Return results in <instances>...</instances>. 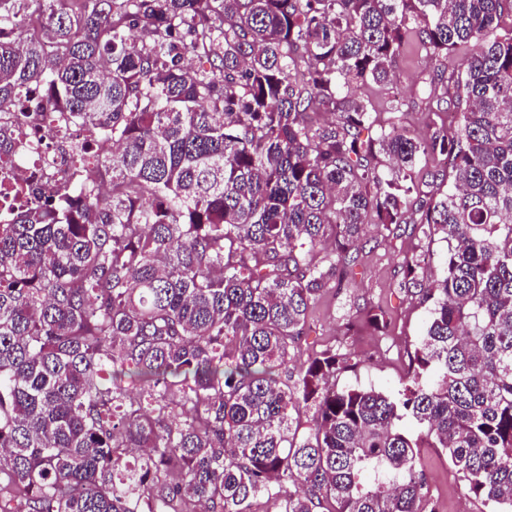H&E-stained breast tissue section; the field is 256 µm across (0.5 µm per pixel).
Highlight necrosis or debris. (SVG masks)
<instances>
[{
    "label": "necrosis or debris",
    "instance_id": "obj_1",
    "mask_svg": "<svg viewBox=\"0 0 512 512\" xmlns=\"http://www.w3.org/2000/svg\"><path fill=\"white\" fill-rule=\"evenodd\" d=\"M83 137L63 122L56 101L37 110L0 108V219L41 202L73 179L70 153Z\"/></svg>",
    "mask_w": 512,
    "mask_h": 512
}]
</instances>
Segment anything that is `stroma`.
Returning <instances> with one entry per match:
<instances>
[{
  "mask_svg": "<svg viewBox=\"0 0 512 512\" xmlns=\"http://www.w3.org/2000/svg\"><path fill=\"white\" fill-rule=\"evenodd\" d=\"M430 68L424 52L412 46L402 49L390 82L369 92L381 119H389L388 104L396 96L408 103L401 121L416 134H426L434 125L447 121V113L410 106L421 73ZM447 251L441 237L412 234L407 224L386 238L369 232L356 252L353 277L343 285L324 288L312 308L306 334L298 345L300 358L328 348L349 352L355 366L337 375V387L361 385L397 395L409 356L428 320L427 308L400 287L403 266L406 261L423 258L433 275H441ZM377 307L385 309L391 320L383 332L366 322L367 311ZM349 320L355 324L350 331L345 328ZM420 455L429 496L438 512H488L481 501L468 497L445 455L434 448L421 449Z\"/></svg>",
  "mask_w": 512,
  "mask_h": 512,
  "instance_id": "obj_1",
  "label": "stroma"
}]
</instances>
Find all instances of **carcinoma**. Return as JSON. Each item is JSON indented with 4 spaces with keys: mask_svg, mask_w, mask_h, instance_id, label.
<instances>
[{
    "mask_svg": "<svg viewBox=\"0 0 512 512\" xmlns=\"http://www.w3.org/2000/svg\"><path fill=\"white\" fill-rule=\"evenodd\" d=\"M512 0H0V105L54 97L81 176L0 223V512H435L421 448L512 512ZM36 19L45 41L22 38ZM419 136L355 90L403 46ZM476 39L479 53L453 55ZM192 55L208 66L186 64ZM336 114L325 124L319 112ZM437 155L454 173L420 188ZM448 244L399 396L299 363L367 226ZM408 418L420 432L402 429ZM401 121L418 135L428 133L436 124L448 123V112H427L409 107Z\"/></svg>",
    "mask_w": 512,
    "mask_h": 512,
    "instance_id": "1",
    "label": "carcinoma"
}]
</instances>
